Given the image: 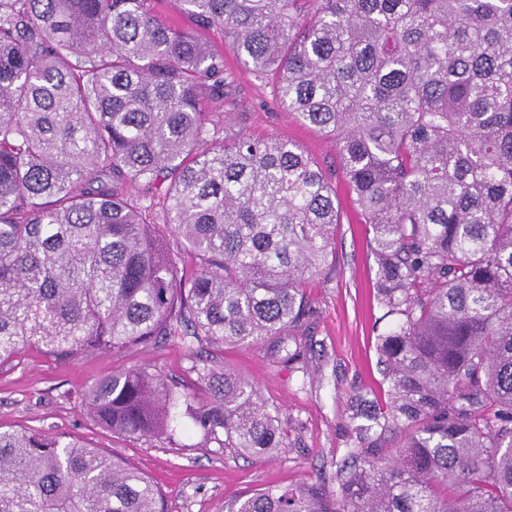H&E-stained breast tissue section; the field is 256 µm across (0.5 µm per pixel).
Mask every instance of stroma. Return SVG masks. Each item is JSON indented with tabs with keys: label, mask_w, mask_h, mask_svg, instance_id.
Instances as JSON below:
<instances>
[{
	"label": "stroma",
	"mask_w": 512,
	"mask_h": 512,
	"mask_svg": "<svg viewBox=\"0 0 512 512\" xmlns=\"http://www.w3.org/2000/svg\"><path fill=\"white\" fill-rule=\"evenodd\" d=\"M224 52V99L208 104L220 136L240 133L276 137L299 145L336 186L342 220L336 230V260L308 283L309 316L302 327L310 350L304 369L272 365L263 345L208 349L210 365L241 374L260 399L277 408L288 446L257 459L233 448L199 446L184 433L180 444L164 439H133L113 434L87 415L83 394L112 373L147 366L199 392L188 347L175 341L122 353L85 351L61 360L36 349L0 366V428L20 427L70 433L125 459L157 482L165 512H227L239 499L272 485L310 480L336 484V464L352 443L354 394L384 400L376 338L385 328L374 300L375 268L367 227L357 215L339 171L333 144L289 116L272 94L226 51L224 33L205 32Z\"/></svg>",
	"instance_id": "stroma-1"
}]
</instances>
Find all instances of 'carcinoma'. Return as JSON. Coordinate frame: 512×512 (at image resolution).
<instances>
[{
  "label": "carcinoma",
  "instance_id": "obj_1",
  "mask_svg": "<svg viewBox=\"0 0 512 512\" xmlns=\"http://www.w3.org/2000/svg\"><path fill=\"white\" fill-rule=\"evenodd\" d=\"M0 0V365L178 338L305 364L308 281L336 257V189L300 146L219 139V28L329 138L371 234L386 408L353 417L336 489L230 512H512V0ZM164 189L162 224L125 192ZM188 251L202 260L191 275ZM149 367L85 392L134 439L286 447L243 376ZM396 431L403 442L386 446ZM0 512H164L154 480L77 436L0 430Z\"/></svg>",
  "mask_w": 512,
  "mask_h": 512
}]
</instances>
